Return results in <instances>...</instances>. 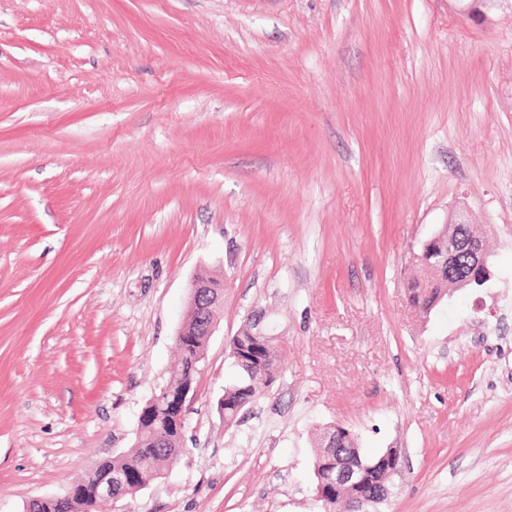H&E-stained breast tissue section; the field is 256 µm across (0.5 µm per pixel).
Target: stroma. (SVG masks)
Masks as SVG:
<instances>
[{
	"mask_svg": "<svg viewBox=\"0 0 512 512\" xmlns=\"http://www.w3.org/2000/svg\"><path fill=\"white\" fill-rule=\"evenodd\" d=\"M459 210L493 276L423 311ZM197 275L184 451L99 512H321L336 423L398 451L381 512H512V0H0V512L132 446ZM258 308L288 348L228 428Z\"/></svg>",
	"mask_w": 512,
	"mask_h": 512,
	"instance_id": "obj_1",
	"label": "stroma"
}]
</instances>
